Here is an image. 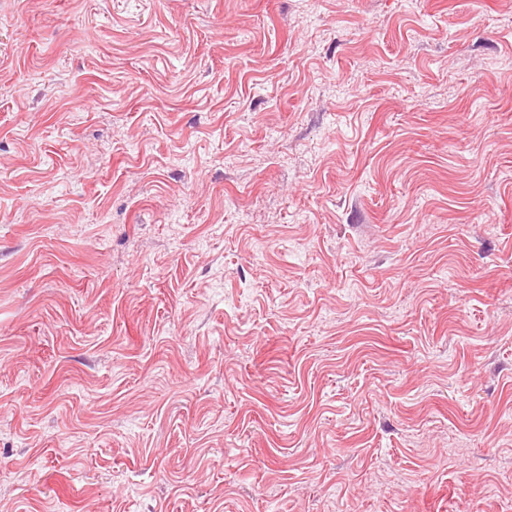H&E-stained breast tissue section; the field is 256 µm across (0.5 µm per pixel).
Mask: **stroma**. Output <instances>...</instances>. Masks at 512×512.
Here are the masks:
<instances>
[{
  "mask_svg": "<svg viewBox=\"0 0 512 512\" xmlns=\"http://www.w3.org/2000/svg\"><path fill=\"white\" fill-rule=\"evenodd\" d=\"M0 512H512V0H0Z\"/></svg>",
  "mask_w": 512,
  "mask_h": 512,
  "instance_id": "1",
  "label": "stroma"
}]
</instances>
